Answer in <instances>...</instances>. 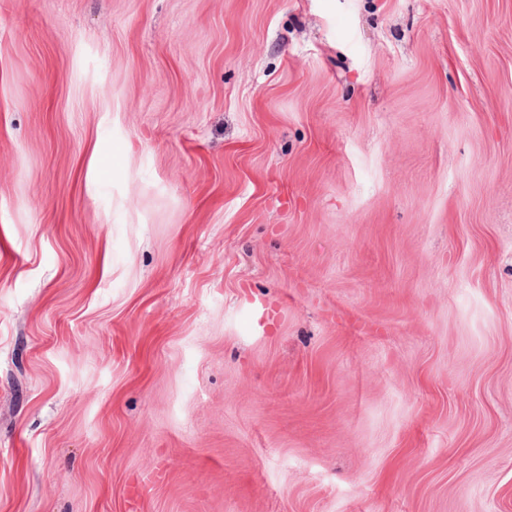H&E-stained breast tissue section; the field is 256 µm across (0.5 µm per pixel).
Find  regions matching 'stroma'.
I'll list each match as a JSON object with an SVG mask.
<instances>
[{
	"label": "stroma",
	"mask_w": 512,
	"mask_h": 512,
	"mask_svg": "<svg viewBox=\"0 0 512 512\" xmlns=\"http://www.w3.org/2000/svg\"><path fill=\"white\" fill-rule=\"evenodd\" d=\"M0 512H512V0H0Z\"/></svg>",
	"instance_id": "stroma-1"
}]
</instances>
